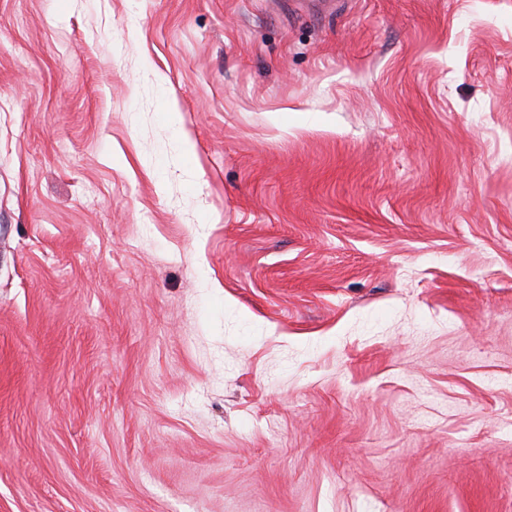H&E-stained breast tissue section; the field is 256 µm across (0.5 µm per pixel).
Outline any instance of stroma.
<instances>
[{
	"instance_id": "obj_1",
	"label": "stroma",
	"mask_w": 512,
	"mask_h": 512,
	"mask_svg": "<svg viewBox=\"0 0 512 512\" xmlns=\"http://www.w3.org/2000/svg\"><path fill=\"white\" fill-rule=\"evenodd\" d=\"M0 512H512V0H0Z\"/></svg>"
}]
</instances>
